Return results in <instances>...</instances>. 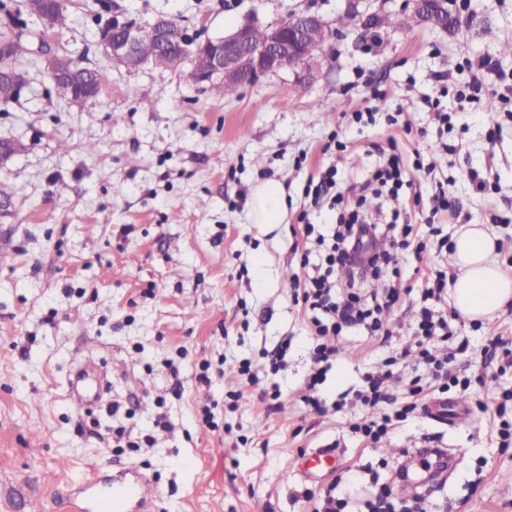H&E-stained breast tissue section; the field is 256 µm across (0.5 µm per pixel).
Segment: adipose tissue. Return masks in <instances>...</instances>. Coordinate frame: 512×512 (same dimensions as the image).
<instances>
[{
  "label": "adipose tissue",
  "instance_id": "adipose-tissue-1",
  "mask_svg": "<svg viewBox=\"0 0 512 512\" xmlns=\"http://www.w3.org/2000/svg\"><path fill=\"white\" fill-rule=\"evenodd\" d=\"M287 213L280 182L258 184L251 196L248 218L253 224H280ZM451 259L457 270L450 283L455 308L465 318L486 321L512 303V274L499 260L498 243L485 225H463L453 238Z\"/></svg>",
  "mask_w": 512,
  "mask_h": 512
}]
</instances>
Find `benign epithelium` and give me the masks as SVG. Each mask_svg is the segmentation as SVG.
<instances>
[{
  "label": "benign epithelium",
  "instance_id": "benign-epithelium-1",
  "mask_svg": "<svg viewBox=\"0 0 512 512\" xmlns=\"http://www.w3.org/2000/svg\"><path fill=\"white\" fill-rule=\"evenodd\" d=\"M361 5L362 0H343V13L357 20L374 21L378 18L376 13L364 14ZM401 12L413 14L417 25H430L422 0H403ZM256 25L255 21H245L227 35L199 42L190 40L184 29L168 19L159 18L147 29L114 19L112 35L102 38V42L113 62L136 69L141 66L138 45L149 34L162 50L175 53L188 50L194 58L203 61L202 82L211 83L219 79L224 82L237 80L243 84L284 69L294 71L299 79L304 80L311 74L315 53L314 49L305 46L306 34L322 31L329 43L339 38L336 29L319 14L309 11L299 13L294 20L268 26L267 40L258 46L251 39L252 28ZM43 57L51 73L48 94L57 95L68 88L66 75L69 66L51 65L50 53L43 54Z\"/></svg>",
  "mask_w": 512,
  "mask_h": 512
}]
</instances>
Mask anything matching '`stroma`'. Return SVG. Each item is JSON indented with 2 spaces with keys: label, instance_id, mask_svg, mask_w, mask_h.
Returning a JSON list of instances; mask_svg holds the SVG:
<instances>
[{
  "label": "stroma",
  "instance_id": "obj_1",
  "mask_svg": "<svg viewBox=\"0 0 512 512\" xmlns=\"http://www.w3.org/2000/svg\"><path fill=\"white\" fill-rule=\"evenodd\" d=\"M305 9L333 23L341 0H74L70 24L52 40L107 73L99 96L81 106L47 96L50 75L35 57L19 101L0 108V141L20 147L0 169V512H31L34 500L42 512H69L59 470L77 484L129 467L155 485L153 512H311L302 496L310 481L296 464L315 448L341 455L322 485L369 462L375 474L360 484L366 498L388 485L399 499L423 495L426 512H512V449L500 448L489 408L512 388V370L471 364L467 376L484 383L463 400L468 422L416 414L377 450L349 429L364 409L333 407L413 342L422 302L414 269L421 262L449 270L446 251L429 245L420 261L412 250L391 251L390 267L402 271L399 299L383 313L392 337L342 333L320 387L331 404L323 414L300 398L314 341L289 286L301 258V211L314 224L336 220L311 209L304 181L330 166L340 183L364 174L393 140L424 155L426 169L414 174L424 188L443 185L456 201L459 214L443 221V234L486 225L512 272V119L489 106L512 86V55L500 52L512 43V0H455L449 30L381 28L371 36L354 23L318 53L309 79L282 70L223 95L189 87L171 70L113 66L99 43L115 17L146 27L165 16L202 41ZM486 56L480 102L448 95L442 103L453 124H437L424 95L439 77L463 80L460 64ZM377 91L385 94L382 113L350 123ZM499 125L495 186L480 192L470 172L483 168L487 135ZM332 134L349 142L348 152L322 153ZM266 180L286 186L283 223L248 220L251 190ZM451 326L454 342L476 348L491 334L512 338V307L480 327L460 317ZM285 336L287 369L242 386L239 364L262 363ZM81 373L103 395L78 408L68 381ZM272 381L282 393L276 410L260 398ZM231 390L241 393L232 407L224 402ZM160 415L171 430L155 429ZM433 433L453 457L443 491L392 481L402 450L426 447Z\"/></svg>",
  "mask_w": 512,
  "mask_h": 512
}]
</instances>
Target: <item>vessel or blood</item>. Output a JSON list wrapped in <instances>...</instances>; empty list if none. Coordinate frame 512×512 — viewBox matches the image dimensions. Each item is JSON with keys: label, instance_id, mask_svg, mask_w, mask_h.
Instances as JSON below:
<instances>
[{"label": "vessel or blood", "instance_id": "vessel-or-blood-1", "mask_svg": "<svg viewBox=\"0 0 512 512\" xmlns=\"http://www.w3.org/2000/svg\"><path fill=\"white\" fill-rule=\"evenodd\" d=\"M155 489L137 469L91 479L73 501L74 512H151Z\"/></svg>", "mask_w": 512, "mask_h": 512}]
</instances>
